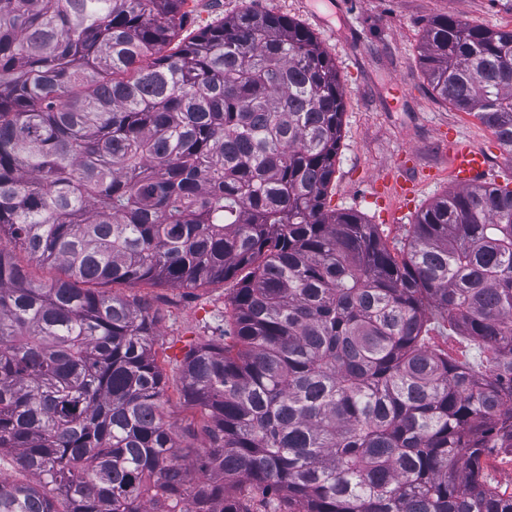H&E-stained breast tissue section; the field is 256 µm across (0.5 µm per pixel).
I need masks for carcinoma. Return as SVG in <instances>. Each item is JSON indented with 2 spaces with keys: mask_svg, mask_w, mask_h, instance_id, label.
<instances>
[{
  "mask_svg": "<svg viewBox=\"0 0 512 512\" xmlns=\"http://www.w3.org/2000/svg\"><path fill=\"white\" fill-rule=\"evenodd\" d=\"M186 2L0 0V512H512L484 469L512 451V189L448 192L392 252L327 206L314 35L248 9L176 44ZM422 61L512 156V30L434 18ZM229 280L184 445L156 323L107 285Z\"/></svg>",
  "mask_w": 512,
  "mask_h": 512,
  "instance_id": "cac0c4a2",
  "label": "carcinoma"
}]
</instances>
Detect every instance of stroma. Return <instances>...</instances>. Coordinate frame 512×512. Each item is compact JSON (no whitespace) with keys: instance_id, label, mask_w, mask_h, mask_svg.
<instances>
[{"instance_id":"35a3bbf8","label":"stroma","mask_w":512,"mask_h":512,"mask_svg":"<svg viewBox=\"0 0 512 512\" xmlns=\"http://www.w3.org/2000/svg\"><path fill=\"white\" fill-rule=\"evenodd\" d=\"M248 7L299 22L335 61L344 114L328 202L376 225L389 247L405 241L422 209L456 188L448 176L445 133L474 140L490 158L496 185L512 187V160L493 131L440 98L420 61L431 19L451 14L512 29V0H188L183 34L193 36ZM400 174L417 185L412 203L380 192ZM112 291L149 305L157 321L152 350L167 381L164 412L185 427L196 413L180 396L184 358L192 347L222 335L233 282L195 289L116 284Z\"/></svg>"}]
</instances>
